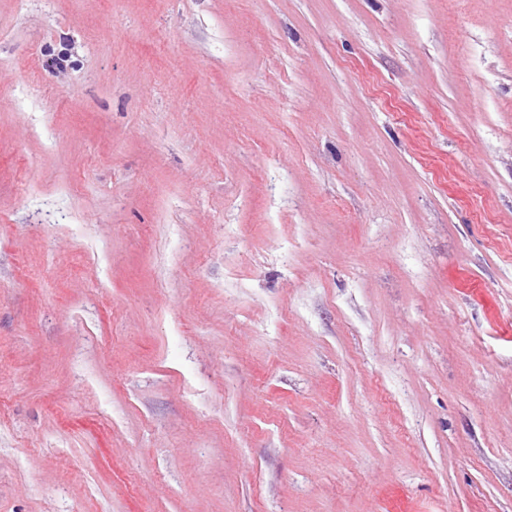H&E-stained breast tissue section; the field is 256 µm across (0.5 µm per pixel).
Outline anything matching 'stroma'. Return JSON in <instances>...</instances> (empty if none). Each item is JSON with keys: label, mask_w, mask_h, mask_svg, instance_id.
<instances>
[{"label": "stroma", "mask_w": 512, "mask_h": 512, "mask_svg": "<svg viewBox=\"0 0 512 512\" xmlns=\"http://www.w3.org/2000/svg\"><path fill=\"white\" fill-rule=\"evenodd\" d=\"M0 512H512V0H0Z\"/></svg>", "instance_id": "obj_1"}]
</instances>
